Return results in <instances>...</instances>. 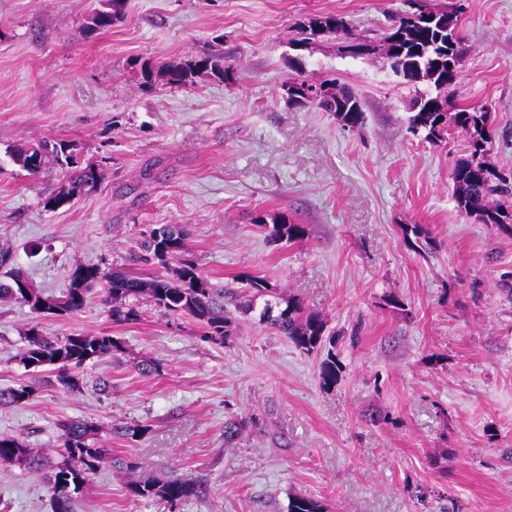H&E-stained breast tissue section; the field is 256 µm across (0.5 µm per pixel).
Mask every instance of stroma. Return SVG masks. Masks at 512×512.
Instances as JSON below:
<instances>
[{"instance_id": "35a3bbf8", "label": "stroma", "mask_w": 512, "mask_h": 512, "mask_svg": "<svg viewBox=\"0 0 512 512\" xmlns=\"http://www.w3.org/2000/svg\"><path fill=\"white\" fill-rule=\"evenodd\" d=\"M98 5L0 0V248L10 266L56 296L77 263L152 274L138 240L178 224L185 259L234 291L227 309L246 303L248 277L264 278L321 315L341 373L322 387V353L296 348L255 311L237 313L214 344L198 320L144 298L126 322L96 294L69 316L0 302V387L38 389L0 408V433L49 454L59 421L99 425L131 468L90 475L74 512H287L295 494L327 512H512V295L502 279L512 236L456 206L464 136L452 129L431 144L411 133L409 105L427 84L405 83L380 51L289 44L296 23L326 14L380 40L405 0H124L121 23L85 33ZM460 30L451 103L490 110L485 159L512 172V0H465ZM215 52L235 80L145 87L134 67ZM297 75L350 87L363 126L289 105L281 85ZM40 139L75 143L102 164L98 186L71 207L43 206L61 184L57 167L32 177L8 155ZM276 216L304 225V239H268L256 221ZM409 224L429 228V253L405 246ZM31 325L60 338L107 333L123 348L87 362L71 392L16 361ZM145 360L156 365L148 375ZM235 418L248 427L228 444ZM137 424L147 428L137 440L113 432ZM173 477L198 481L197 496L170 508L126 489ZM0 512H52L43 479L0 464Z\"/></svg>"}]
</instances>
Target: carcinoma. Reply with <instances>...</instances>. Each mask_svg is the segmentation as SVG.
<instances>
[{
  "mask_svg": "<svg viewBox=\"0 0 512 512\" xmlns=\"http://www.w3.org/2000/svg\"><path fill=\"white\" fill-rule=\"evenodd\" d=\"M427 13L413 20L399 15L378 46L360 40L349 29L347 21L338 15L328 14L311 18L296 25V37L290 39L294 47H304L322 38L345 40V49L352 56L369 55L378 49L385 51L393 72L405 82H427L434 86L436 95L422 94L412 105L410 124L417 131L425 132L431 142L442 140L441 133L448 126L461 130L466 137L469 158L456 164L452 170L453 197L457 207L480 224L496 227L512 236V175L504 176L484 160L490 150L493 135L491 116L487 111L459 109L448 112V97L454 94L456 70L448 61L458 62L462 37L458 29L463 4L457 0L432 4L425 2ZM142 84L152 85L162 81L171 87L188 88L197 79L208 76L219 81L234 79L231 66L224 65V57L205 54L173 61L146 62L140 67ZM288 103L298 106H314L333 113L349 128H360L364 122L363 104L349 87L334 79L318 83L321 98L307 100L298 90L308 84L301 78L286 81ZM12 162L29 175L36 177L47 165L57 166L62 174L61 185L45 198L44 207L54 203L66 207L81 194L94 188L100 173L91 163L81 166L79 149L71 142L59 141L51 145H21L9 151ZM268 237L276 241L296 242L304 238L306 229L292 224L284 217L273 219L272 224L258 219ZM404 241L417 252L432 240L429 230L422 224H410L403 228ZM145 261L158 262L165 273L148 278L131 273L106 269L95 265H75L69 274V282L61 296H48L30 286L21 275L15 274L8 281H0V301H18L39 315H71L85 306L88 294L95 288L105 291L113 320L131 321L137 310L127 300L147 298L172 317L188 315L199 320L204 337L214 343H224L230 335L233 318L224 309V296L211 287L209 281L188 260L182 258L185 249L184 231L174 225L153 228L139 241ZM253 298L246 310L256 308L257 300H263L260 320L267 322L278 333L288 337L299 349L306 352L320 351L326 342V322L315 312L307 311L293 299L285 300L260 277L249 280ZM122 350L121 343L108 334H84L65 339L43 335L38 327L28 328L15 359L36 362L54 371L56 383L65 390L80 388V369L93 359L108 358ZM339 366L336 357L327 354L320 367V379L326 387L336 385ZM37 394L33 385L23 384L0 388V407L22 405ZM60 430L58 462L45 476L53 512H73V503L87 482V476L106 462L112 468H129L128 463L111 457L98 437V426L88 420H66L58 423ZM0 463L17 465L33 472L44 469V457L34 448L15 436H0ZM197 482L188 478L167 480H135L128 484L130 496L139 499H155L174 506L196 495ZM288 512H325L318 499L295 494L288 499Z\"/></svg>",
  "mask_w": 512,
  "mask_h": 512,
  "instance_id": "cac0c4a2",
  "label": "carcinoma"
}]
</instances>
